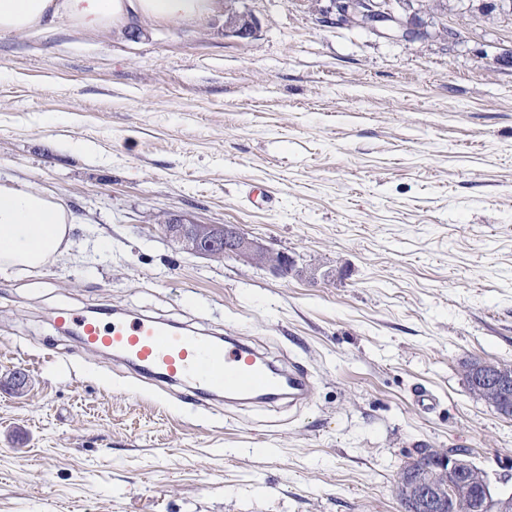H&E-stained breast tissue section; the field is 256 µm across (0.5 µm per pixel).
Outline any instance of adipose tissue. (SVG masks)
Returning a JSON list of instances; mask_svg holds the SVG:
<instances>
[{
  "instance_id": "1",
  "label": "adipose tissue",
  "mask_w": 512,
  "mask_h": 512,
  "mask_svg": "<svg viewBox=\"0 0 512 512\" xmlns=\"http://www.w3.org/2000/svg\"><path fill=\"white\" fill-rule=\"evenodd\" d=\"M220 0H0V37L47 38L61 29L103 33L154 22L203 23ZM74 223L50 192L0 184V274L43 268L61 254Z\"/></svg>"
}]
</instances>
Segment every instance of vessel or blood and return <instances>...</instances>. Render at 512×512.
<instances>
[{"mask_svg": "<svg viewBox=\"0 0 512 512\" xmlns=\"http://www.w3.org/2000/svg\"><path fill=\"white\" fill-rule=\"evenodd\" d=\"M56 322L64 332H77L91 349L121 354L142 373L170 382L188 383L195 395L223 392L225 398L269 403L306 401L310 375L300 363L275 368L246 341L225 337L216 341L192 331L169 328L157 318H98L68 310Z\"/></svg>", "mask_w": 512, "mask_h": 512, "instance_id": "1", "label": "vessel or blood"}]
</instances>
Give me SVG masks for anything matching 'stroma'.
Masks as SVG:
<instances>
[{
  "label": "stroma",
  "mask_w": 512,
  "mask_h": 512,
  "mask_svg": "<svg viewBox=\"0 0 512 512\" xmlns=\"http://www.w3.org/2000/svg\"><path fill=\"white\" fill-rule=\"evenodd\" d=\"M432 1L412 9L457 41L320 23L330 0L0 38V182L76 216L61 258L0 277V512H400L420 446L512 490V417L462 369L512 367V11ZM230 7L251 37L225 35ZM176 215L295 269L186 253ZM61 308L243 337L312 396L178 401L60 332Z\"/></svg>",
  "instance_id": "1"
}]
</instances>
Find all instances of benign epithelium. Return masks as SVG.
<instances>
[{"label": "benign epithelium", "mask_w": 512, "mask_h": 512, "mask_svg": "<svg viewBox=\"0 0 512 512\" xmlns=\"http://www.w3.org/2000/svg\"><path fill=\"white\" fill-rule=\"evenodd\" d=\"M409 0H331L321 13V22L368 30L395 40L428 29L407 13ZM224 31L247 38L255 31V21L246 12L227 13ZM166 237L182 250L222 259L232 254L239 260L286 278L293 267L288 254L269 248L240 233L232 224H201L188 216H178L163 224ZM470 384L485 395L495 410L512 415V369L481 364L471 374ZM424 473L408 464L397 479V491L408 512H448L452 501H461L468 512H512V493L496 492L487 473L467 460L468 453L456 448L432 451L417 449Z\"/></svg>", "instance_id": "benign-epithelium-1"}]
</instances>
